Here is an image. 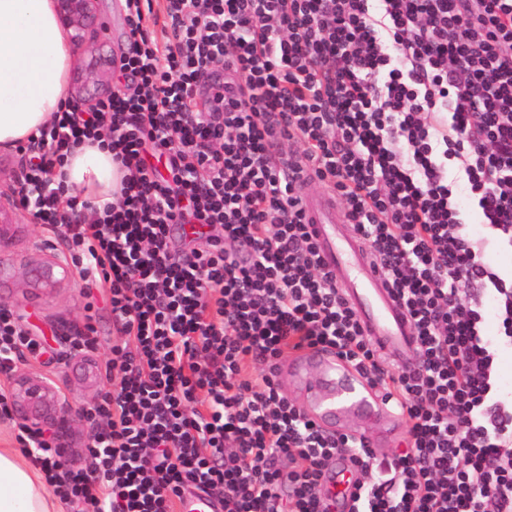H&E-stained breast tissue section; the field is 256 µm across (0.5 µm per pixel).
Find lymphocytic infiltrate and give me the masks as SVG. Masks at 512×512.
<instances>
[{
	"label": "lymphocytic infiltrate",
	"instance_id": "obj_1",
	"mask_svg": "<svg viewBox=\"0 0 512 512\" xmlns=\"http://www.w3.org/2000/svg\"><path fill=\"white\" fill-rule=\"evenodd\" d=\"M131 53L93 107L40 130L26 184L85 288L121 335L83 415L93 477L56 447L22 450L77 512H174L200 490L224 512H336L332 458L349 453V512H512V277L469 238L512 251V0H124ZM238 83L200 110L215 65ZM125 170L116 203L77 222L64 166L85 142ZM304 160L335 191L408 312L416 369L381 366L325 271L293 184ZM466 193L470 205L457 196ZM175 224L199 235L185 249ZM492 298L496 333L484 327ZM330 349L406 424L381 457L322 433L282 393L288 353ZM38 343L0 308V368Z\"/></svg>",
	"mask_w": 512,
	"mask_h": 512
}]
</instances>
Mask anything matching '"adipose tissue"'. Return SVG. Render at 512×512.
Listing matches in <instances>:
<instances>
[{"instance_id":"obj_1","label":"adipose tissue","mask_w":512,"mask_h":512,"mask_svg":"<svg viewBox=\"0 0 512 512\" xmlns=\"http://www.w3.org/2000/svg\"><path fill=\"white\" fill-rule=\"evenodd\" d=\"M72 61L51 0H0V148L37 136L63 109ZM65 170L97 208L116 201L124 172L110 152L80 146ZM0 512H63L40 468L15 448H0Z\"/></svg>"}]
</instances>
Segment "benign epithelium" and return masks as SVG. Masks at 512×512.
Masks as SVG:
<instances>
[{
  "label": "benign epithelium",
  "instance_id": "obj_1",
  "mask_svg": "<svg viewBox=\"0 0 512 512\" xmlns=\"http://www.w3.org/2000/svg\"><path fill=\"white\" fill-rule=\"evenodd\" d=\"M99 0H53L59 25L66 32L76 58H106V26L97 10ZM109 72L101 66L81 69L73 86L72 99L81 106H91L103 94ZM65 274L55 259L33 262L23 267L22 276L30 288H52ZM11 417L33 431L50 429L60 449L59 463L68 466L74 456V432L80 412L75 410L54 382L24 369L14 372L10 390Z\"/></svg>",
  "mask_w": 512,
  "mask_h": 512
}]
</instances>
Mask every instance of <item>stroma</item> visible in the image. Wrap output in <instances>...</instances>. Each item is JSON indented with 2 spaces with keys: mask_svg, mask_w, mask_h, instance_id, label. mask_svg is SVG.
Masks as SVG:
<instances>
[{
  "mask_svg": "<svg viewBox=\"0 0 512 512\" xmlns=\"http://www.w3.org/2000/svg\"><path fill=\"white\" fill-rule=\"evenodd\" d=\"M13 217L12 243L0 250L1 261L18 264L53 256V249L43 244L48 234L45 224L33 220L29 210L23 208L15 210ZM82 286L74 270L53 288L0 283V306L12 310L21 326L43 349L42 354L26 357V368L52 378L77 410L89 407L93 398L70 353V336L84 333L86 324H93L94 345L87 358L100 367L110 358L112 345L118 339L106 294L96 291L87 296ZM89 313L94 316L90 322L85 319ZM353 420L359 430L371 435L379 453L389 455L404 449L406 427L402 421L359 412Z\"/></svg>",
  "mask_w": 512,
  "mask_h": 512,
  "instance_id": "35a3bbf8",
  "label": "stroma"
}]
</instances>
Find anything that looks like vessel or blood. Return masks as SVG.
Wrapping results in <instances>:
<instances>
[{
  "mask_svg": "<svg viewBox=\"0 0 512 512\" xmlns=\"http://www.w3.org/2000/svg\"><path fill=\"white\" fill-rule=\"evenodd\" d=\"M277 169L293 178L304 220L318 244L325 269L355 311L365 334L390 361L402 364L404 355L416 348L417 339L410 318L388 287L379 262L350 224L334 192L299 172L294 161L278 163ZM315 357L324 365L326 384L335 385L340 363L334 354L307 349L295 355L299 361ZM304 413L324 433H335V398L315 400L305 407ZM220 510V505L203 493L184 497L179 505V512Z\"/></svg>",
  "mask_w": 512,
  "mask_h": 512,
  "instance_id": "vessel-or-blood-1",
  "label": "vessel or blood"
}]
</instances>
